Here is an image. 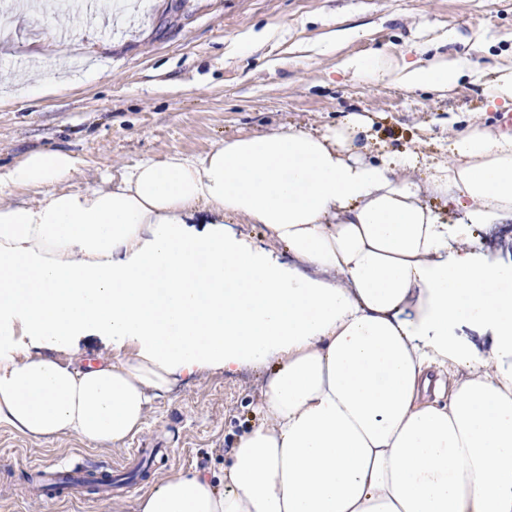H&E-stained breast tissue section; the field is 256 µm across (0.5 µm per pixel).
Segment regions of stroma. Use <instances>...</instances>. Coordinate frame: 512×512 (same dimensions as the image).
Masks as SVG:
<instances>
[{
	"mask_svg": "<svg viewBox=\"0 0 512 512\" xmlns=\"http://www.w3.org/2000/svg\"><path fill=\"white\" fill-rule=\"evenodd\" d=\"M467 36L454 45L473 76L445 94L356 83L340 58L390 51L415 59L435 49L442 27ZM358 29L338 52L319 51L333 31ZM266 32L252 53L233 43ZM512 59V0H145L136 24L107 34L80 20L22 11L0 31V166L33 149L65 147L80 160L73 188L144 156L200 154L224 138L288 124L313 129L351 112L370 117L362 159L413 151L447 156V122L500 127L489 108L491 72ZM64 82L37 98L22 88L34 68ZM263 374L248 370L179 376L153 400L141 431L119 448H90L73 437L30 440L0 426V512H135L136 499L173 473L224 475L234 438L259 423ZM165 449L125 499L56 503L29 495L39 463L105 468L141 445Z\"/></svg>",
	"mask_w": 512,
	"mask_h": 512,
	"instance_id": "1",
	"label": "stroma"
}]
</instances>
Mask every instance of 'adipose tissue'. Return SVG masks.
Masks as SVG:
<instances>
[{
	"mask_svg": "<svg viewBox=\"0 0 512 512\" xmlns=\"http://www.w3.org/2000/svg\"><path fill=\"white\" fill-rule=\"evenodd\" d=\"M339 67L445 93L469 62L376 51ZM369 123L146 157L83 191L63 147L0 167V323L70 355L0 343V425L117 447L176 375L251 368L262 419L229 449L223 486L180 471L137 512H512V264L474 243L512 223V134L470 122L445 160L366 161ZM461 324L487 330L489 351ZM88 333L134 352L81 363Z\"/></svg>",
	"mask_w": 512,
	"mask_h": 512,
	"instance_id": "obj_1",
	"label": "adipose tissue"
}]
</instances>
